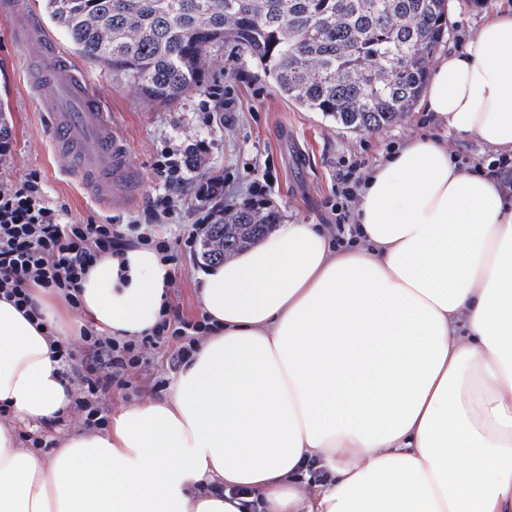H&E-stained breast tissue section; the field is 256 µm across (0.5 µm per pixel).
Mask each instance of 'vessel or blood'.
Segmentation results:
<instances>
[{"label": "vessel or blood", "mask_w": 512, "mask_h": 512, "mask_svg": "<svg viewBox=\"0 0 512 512\" xmlns=\"http://www.w3.org/2000/svg\"><path fill=\"white\" fill-rule=\"evenodd\" d=\"M16 41L34 65L32 87L51 105L47 126L56 155L103 203L131 197L136 181L112 121L93 97L80 69L44 31L24 0H0Z\"/></svg>", "instance_id": "vessel-or-blood-1"}]
</instances>
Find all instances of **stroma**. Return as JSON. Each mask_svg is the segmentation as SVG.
<instances>
[{
  "label": "stroma",
  "mask_w": 512,
  "mask_h": 512,
  "mask_svg": "<svg viewBox=\"0 0 512 512\" xmlns=\"http://www.w3.org/2000/svg\"><path fill=\"white\" fill-rule=\"evenodd\" d=\"M28 4L48 36L100 93L128 161L140 176L138 196L108 210L60 165L45 127L47 107L32 97L24 68L26 52L13 39L9 21L0 18V104L7 107L12 125L9 146L0 153V186L34 178L47 200L76 224L134 221L165 233V224L155 221L148 202L165 190L153 164L168 144L198 153L196 167L187 171V188L174 197L176 223H195L204 209L243 208L247 186L257 180L265 188L267 208L279 220L323 224L329 218L324 203L336 192L339 169L357 161L372 168L393 143L428 132L420 122L418 105L397 123L373 132H355L321 113L305 111L282 98L250 54L231 43L211 52L200 90L172 106H157L130 80L81 57L50 21L42 0H28ZM498 7L511 8L512 0H448V34L436 53L464 47L486 15ZM227 86L235 90L236 111L208 115L204 105L210 92ZM216 178L224 183L223 194L207 199L196 196L201 183ZM201 266L197 253L178 250L171 264L173 284L165 291L166 300L191 319L201 314L197 301ZM180 345L172 337L146 347L142 364L126 370L125 386L112 389L109 410L118 411L141 398H165L181 370Z\"/></svg>",
  "instance_id": "1"
}]
</instances>
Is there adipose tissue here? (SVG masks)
<instances>
[{
	"label": "adipose tissue",
	"instance_id": "obj_1",
	"mask_svg": "<svg viewBox=\"0 0 512 512\" xmlns=\"http://www.w3.org/2000/svg\"><path fill=\"white\" fill-rule=\"evenodd\" d=\"M423 111L512 153V14L436 58ZM355 216L340 245L281 221L206 265L215 328L166 398L47 458L0 425V512H512V190L424 135L368 172ZM170 280L127 249L89 271L83 311L145 335ZM34 298L39 326L0 297V408L26 426L70 406L66 302Z\"/></svg>",
	"mask_w": 512,
	"mask_h": 512
}]
</instances>
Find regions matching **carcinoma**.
I'll return each mask as SVG.
<instances>
[{
	"mask_svg": "<svg viewBox=\"0 0 512 512\" xmlns=\"http://www.w3.org/2000/svg\"><path fill=\"white\" fill-rule=\"evenodd\" d=\"M85 59L169 106L201 87L206 58L232 41L263 66L275 90L353 131L401 120L418 101L433 49L448 33V0H44ZM419 44L418 51L382 55ZM275 212L219 210L210 233L251 224L261 236Z\"/></svg>",
	"mask_w": 512,
	"mask_h": 512,
	"instance_id": "cac0c4a2",
	"label": "carcinoma"
}]
</instances>
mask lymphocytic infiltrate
<instances>
[{
    "mask_svg": "<svg viewBox=\"0 0 512 512\" xmlns=\"http://www.w3.org/2000/svg\"><path fill=\"white\" fill-rule=\"evenodd\" d=\"M155 166L164 174L167 188L152 199L150 209L156 216L169 219L175 213L172 198L185 185L182 166L170 147L162 150ZM361 170L357 164L338 173L340 197L325 203L328 213L335 217L336 239L340 242L355 232L351 208L363 181ZM212 220V214H205L197 223L178 225L170 235L144 232L136 223L75 224L46 201L33 180L0 188V292L29 319L39 316L30 295L35 286L58 289L72 308H80L81 282L102 257L140 245L173 261L175 247L193 248L199 231ZM209 330L207 316L191 320L169 304L164 307L161 322L137 339L119 340L94 328L82 329L80 342L91 364L77 383L74 405L84 425L99 427L106 423V392L120 384L127 368L139 364L145 347L169 336L178 337L183 341L178 360L183 363L196 352L200 336Z\"/></svg>",
    "mask_w": 512,
    "mask_h": 512,
    "instance_id": "1",
    "label": "lymphocytic infiltrate"
}]
</instances>
